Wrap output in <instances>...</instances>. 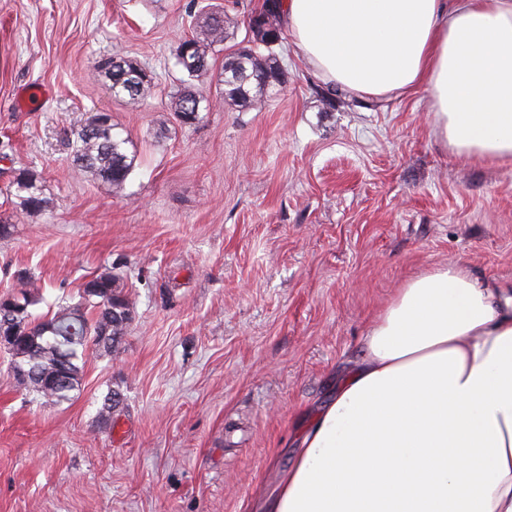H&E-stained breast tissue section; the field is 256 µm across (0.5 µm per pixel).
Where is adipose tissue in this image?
<instances>
[{
	"mask_svg": "<svg viewBox=\"0 0 512 512\" xmlns=\"http://www.w3.org/2000/svg\"><path fill=\"white\" fill-rule=\"evenodd\" d=\"M313 74L419 89L445 147L512 165V0H279ZM266 512H512V292L425 271L370 323Z\"/></svg>",
	"mask_w": 512,
	"mask_h": 512,
	"instance_id": "1",
	"label": "adipose tissue"
}]
</instances>
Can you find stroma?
Instances as JSON below:
<instances>
[{"instance_id":"1","label":"stroma","mask_w":512,"mask_h":512,"mask_svg":"<svg viewBox=\"0 0 512 512\" xmlns=\"http://www.w3.org/2000/svg\"><path fill=\"white\" fill-rule=\"evenodd\" d=\"M212 2L236 27L181 127L189 0H0V294L35 276L42 315L110 270L133 302L68 400L19 386L0 349V512H258L397 288L458 262L512 288V165L447 150L424 90L328 105L287 40L285 84L225 103L224 60L264 0ZM104 58L150 72L137 105ZM96 111L136 156L120 191L76 176L63 140ZM22 171L48 210L20 209ZM197 108L199 112L196 111ZM200 112V94L191 87H185L175 102V115H177L179 122L185 125L184 122L189 120H195L196 118L201 120Z\"/></svg>"}]
</instances>
